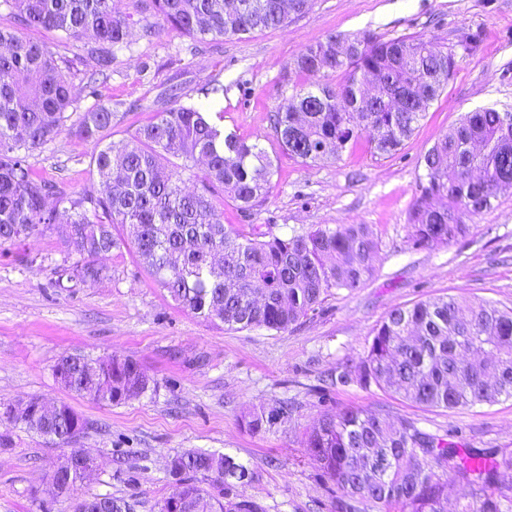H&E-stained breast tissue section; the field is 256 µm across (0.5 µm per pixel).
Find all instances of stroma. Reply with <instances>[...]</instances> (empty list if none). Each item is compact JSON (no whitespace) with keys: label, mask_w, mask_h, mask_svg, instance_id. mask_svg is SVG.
Instances as JSON below:
<instances>
[{"label":"stroma","mask_w":512,"mask_h":512,"mask_svg":"<svg viewBox=\"0 0 512 512\" xmlns=\"http://www.w3.org/2000/svg\"><path fill=\"white\" fill-rule=\"evenodd\" d=\"M362 30L386 40L418 35L454 52L448 85L394 156L372 155L362 143L315 164L282 153L270 116L293 91L290 61L329 34ZM470 35L477 45L467 51L461 41ZM209 80L224 86L225 131L260 141L278 159L264 204L244 211L225 201V223L279 236L320 224L366 225L379 243L374 274L361 288L334 292L287 332L237 331L181 308L129 250L99 255L109 276L93 282L74 276L78 254L61 227L19 247L0 246V401L40 396L67 403L89 423L75 446L98 457L96 474L52 503V512L105 494L127 500L132 512H158L175 486L169 457L193 450L255 467L259 480L242 493L266 512H336L305 445L328 409L384 410L428 432L453 433L468 448L512 451V399L448 410L406 403L375 387L331 388L324 406L314 393L336 367L364 357L374 329L395 307L448 294L512 306V193L445 246L414 248L409 226L426 151L462 113L489 104L512 111V0H314L282 27L199 52L189 38L162 32L118 52L95 94L81 79L74 93L83 111L119 103L105 133L117 140L162 109L170 85L192 95ZM93 150L71 124L29 162L69 196H97L102 185L90 169ZM66 354L134 359L150 386L122 404H97L56 382L53 367ZM285 400L295 407L291 418L266 432L243 427L244 415ZM0 435L12 440L0 452V512H42L49 471L75 446L6 420Z\"/></svg>","instance_id":"stroma-1"}]
</instances>
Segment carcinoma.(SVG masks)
I'll return each instance as SVG.
<instances>
[{
  "instance_id": "carcinoma-1",
  "label": "carcinoma",
  "mask_w": 512,
  "mask_h": 512,
  "mask_svg": "<svg viewBox=\"0 0 512 512\" xmlns=\"http://www.w3.org/2000/svg\"><path fill=\"white\" fill-rule=\"evenodd\" d=\"M149 37L168 29L219 43L276 29L311 8V0H135ZM12 20L0 27V244H15L71 214L63 232L78 249L75 271L99 279L95 258L129 247L154 281L183 309L230 329L286 332L316 310L332 290L353 291L372 276L378 243L362 224H321L291 236L244 233L224 224V200L253 210L267 198L274 160L258 142L224 133L220 88L194 99L171 87L169 106L133 132L108 143L121 103L78 113L73 79L107 78L116 53L133 43L127 15L112 0H0ZM59 33L75 52L61 56L26 32ZM86 70H81V67ZM456 68L452 52L420 36L382 40L369 30L330 34L298 55L291 69L308 78L272 115L279 146L305 163L337 157L367 137L374 156L393 155L414 132ZM340 73L343 81L324 80ZM95 141L91 164L107 190L68 196L35 175L29 153L53 141L72 115ZM199 187L187 193L181 172ZM512 190V112L483 107L464 113L423 156L419 193L411 210V241L433 248L464 236L471 218ZM119 224L125 235H115ZM68 390L96 392L92 401L118 405L145 392L149 379L130 359L66 355L54 366ZM330 385L376 386L406 402L449 410L512 399V307L442 296L392 309L373 333L365 357L330 374ZM288 417L280 405L244 417L251 432ZM68 445L87 428L65 404L50 414L21 418L0 402V420ZM320 476L332 484L340 512H447L442 477L451 472L472 488L458 512H506L512 453L460 448L383 411L327 412L306 435ZM175 512H266L239 489L258 471L227 454L191 451L171 457ZM86 512H130L123 499L94 495Z\"/></svg>"
}]
</instances>
